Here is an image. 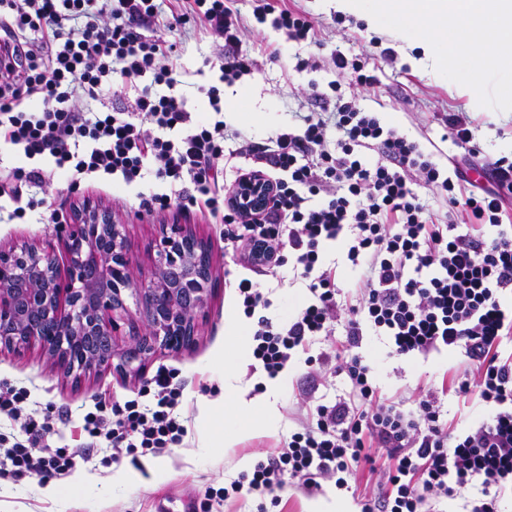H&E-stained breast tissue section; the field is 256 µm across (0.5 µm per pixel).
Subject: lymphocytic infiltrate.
<instances>
[{
    "mask_svg": "<svg viewBox=\"0 0 512 512\" xmlns=\"http://www.w3.org/2000/svg\"><path fill=\"white\" fill-rule=\"evenodd\" d=\"M234 0H0V138L27 158H48L51 168L0 169V198L23 218L38 206L32 189L59 175L101 172L128 184L152 177L166 185L146 208L164 211L181 200L186 184L203 195L212 216L238 225L230 241L257 263L258 253L291 251L310 301L287 323L259 318L253 357L276 378L312 339L344 323L346 343L357 347L365 330L388 337L394 354L464 349L477 366L475 382L461 380L459 396L477 393L492 404L487 420L465 431L448 423L434 390L416 409L382 397L370 366L358 357L340 366L352 396L315 406L311 422L285 446L258 460L230 484L233 493L272 494L290 483L307 492L324 479L358 492L360 473L377 475L362 512H422L473 480L481 496L470 512H500L512 488V161L487 163L486 182L448 168L432 152L376 113L337 99L332 116L304 115L299 126L278 130L266 143L240 140L225 147L223 121L192 116L173 90L181 67L169 33L200 23L234 49L245 29ZM253 15L271 20L288 39L315 38L309 15L273 0H256ZM219 85L205 88L221 112V84L253 73L256 60L215 56ZM131 96L130 109L88 112L85 102ZM378 149L379 160L366 152ZM256 160L274 170L276 194L261 213L232 209L224 191L226 156ZM434 189L447 205L433 213L416 192ZM477 232H470V225ZM347 238V258L360 278L341 288L324 269L325 243ZM153 401L113 403L110 415L87 413L89 447L157 455L179 443L186 427L178 411L181 387L170 373L153 379ZM28 392L0 389V412L24 416L20 437H0V480L20 473L73 469L79 449L49 448L45 425L22 413Z\"/></svg>",
    "mask_w": 512,
    "mask_h": 512,
    "instance_id": "obj_1",
    "label": "lymphocytic infiltrate"
}]
</instances>
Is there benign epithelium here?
Returning a JSON list of instances; mask_svg holds the SVG:
<instances>
[{
	"instance_id": "7a95c632",
	"label": "benign epithelium",
	"mask_w": 512,
	"mask_h": 512,
	"mask_svg": "<svg viewBox=\"0 0 512 512\" xmlns=\"http://www.w3.org/2000/svg\"><path fill=\"white\" fill-rule=\"evenodd\" d=\"M273 186L254 176L236 188L233 203L260 212ZM67 262L53 248L0 250V346L21 351L38 343L65 379L91 372L138 371L158 350L191 346L211 294L207 245L174 224L162 237L150 272L135 274L121 225L91 202L54 226ZM135 299L131 312L125 293ZM128 343L115 348L121 324ZM119 362H114V359Z\"/></svg>"
}]
</instances>
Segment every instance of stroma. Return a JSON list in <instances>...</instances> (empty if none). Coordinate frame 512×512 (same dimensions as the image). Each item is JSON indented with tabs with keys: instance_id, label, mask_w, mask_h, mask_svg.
Returning a JSON list of instances; mask_svg holds the SVG:
<instances>
[{
	"instance_id": "stroma-1",
	"label": "stroma",
	"mask_w": 512,
	"mask_h": 512,
	"mask_svg": "<svg viewBox=\"0 0 512 512\" xmlns=\"http://www.w3.org/2000/svg\"><path fill=\"white\" fill-rule=\"evenodd\" d=\"M236 5L246 30L234 54L257 59L259 69L224 87L226 95L242 97L238 112L224 115L228 130L261 142L294 125L296 113L332 112L335 103L329 98L330 84L337 80L346 98L379 113L386 123L417 139L424 148H436L442 158L457 160L463 154L452 141L442 138L444 120L453 112L467 113L474 122L475 141L481 150L478 164L503 156L512 158V112L489 111L470 95L459 94L454 82L412 66L405 51L393 48L388 38L376 36L362 19L336 13L331 0H298L316 25L315 40L301 43L288 40L270 23L257 22L251 0H237ZM181 38L182 83L176 92L184 96L188 111L210 117L208 100L196 88L219 83L218 71L205 66L203 59L222 52L223 43L199 33L194 24L182 31ZM389 47L395 54L391 60L382 55ZM337 50L347 58H360L365 73L374 76V84L365 87L339 78L331 61ZM301 59L316 61V69L297 68ZM78 182V190L71 192L66 179L55 181L46 191L47 199L65 212L87 199L110 208L114 222L123 227L138 271L152 268L157 247L173 223H181L209 246L214 286L199 319L198 336L180 352H156L141 371L92 373L77 383L60 378L39 344L20 353L1 349L0 386L28 391V410L52 425L50 446L65 443L77 448L85 440L79 430L85 413L136 396L157 371L164 370L182 386L179 408L187 433L181 443L158 455L124 452L116 457L111 450H95L66 474L49 471L16 476L0 484V512H214L216 491L237 478L243 464H255L268 449L282 447L289 432L309 417L318 403L349 395L345 375L337 372L335 362L323 360L341 346L344 329L336 327L334 336L315 340L290 361L284 372L285 384L276 397L279 420L274 429L251 431L234 447H225L221 430L209 422L212 411L224 406L230 386L260 395L264 378L263 372L252 370L249 363L229 367L224 362L234 325H244L250 331L257 322L256 317L244 314L237 284L244 278L257 283L270 301L264 316L276 323L288 320L309 298L304 283L292 270L293 254H285L283 266L274 270L244 262L226 239L225 226L215 223L203 202L183 200L163 212L142 207L141 196L160 189L154 182L128 185L120 177L102 173L80 175ZM48 216V211L40 208L20 219H1L0 247L50 245L57 258H64ZM357 353L372 368L381 393L401 400L404 409H414L421 390L431 386L444 388L441 400L458 429L479 423L493 410L492 405L472 397L461 399L450 391L452 381L471 368L461 351L443 349L426 356L396 357L386 337L370 331ZM307 389L312 392L308 398L303 395ZM52 484L61 486L62 494L48 496L46 488ZM319 497L344 502L351 512L361 510L351 493L337 489L330 480L323 482L317 495L288 486L280 492L276 505L267 495L233 494L225 501L223 512H308Z\"/></svg>"
}]
</instances>
